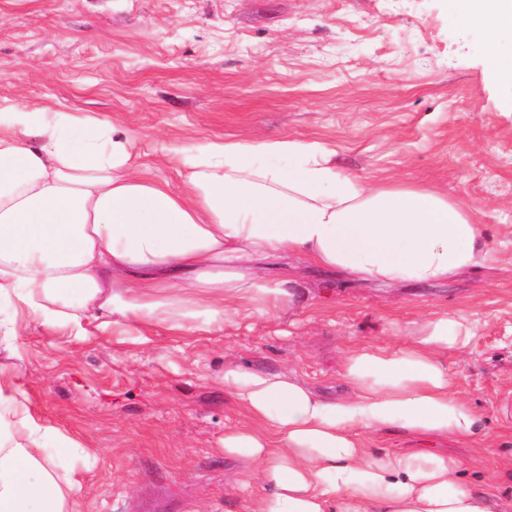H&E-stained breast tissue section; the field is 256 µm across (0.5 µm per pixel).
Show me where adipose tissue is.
Returning <instances> with one entry per match:
<instances>
[{
  "label": "adipose tissue",
  "mask_w": 512,
  "mask_h": 512,
  "mask_svg": "<svg viewBox=\"0 0 512 512\" xmlns=\"http://www.w3.org/2000/svg\"><path fill=\"white\" fill-rule=\"evenodd\" d=\"M489 48L512 30V0H449ZM130 133L90 112L0 97V335L26 322L85 336L153 322L220 331L230 313L293 304L289 272L262 256L295 254L385 287L442 283L490 261L472 210L424 187L341 174L315 143L182 142L164 149L182 191L147 178ZM271 156L288 164H268ZM475 321L438 313L397 347L344 358L328 396L293 376L224 366V391L245 417L224 451L251 461L235 481L264 484L251 512H506L466 485L455 457L375 454L365 435L401 430L466 442L481 415L452 389L443 357L465 349ZM0 512H70L49 445L0 369Z\"/></svg>",
  "instance_id": "ef3b65f1"
}]
</instances>
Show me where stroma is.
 I'll return each instance as SVG.
<instances>
[{
  "label": "stroma",
  "instance_id": "35a3bbf8",
  "mask_svg": "<svg viewBox=\"0 0 512 512\" xmlns=\"http://www.w3.org/2000/svg\"><path fill=\"white\" fill-rule=\"evenodd\" d=\"M512 33L495 60L448 0H0V97L96 112L130 130L150 174L169 142L290 139L335 154L364 182L428 186L472 209L491 266L438 284L352 282L294 255L292 306L230 316L223 331L165 326L83 340L22 325L0 350L34 414L84 454L59 456L72 512H248L224 453L243 418L224 363L340 388L345 353L395 347L448 311L478 323L444 360L485 437L450 446L370 435L375 453L422 446L463 462V481L512 504Z\"/></svg>",
  "mask_w": 512,
  "mask_h": 512
}]
</instances>
